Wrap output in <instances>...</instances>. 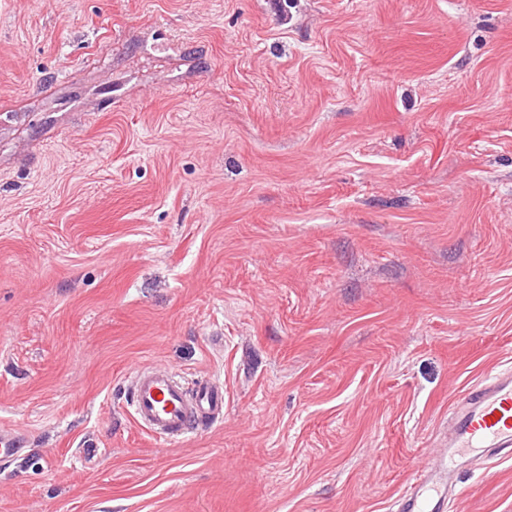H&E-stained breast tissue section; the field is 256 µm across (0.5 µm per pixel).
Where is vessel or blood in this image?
I'll list each match as a JSON object with an SVG mask.
<instances>
[{
    "instance_id": "1",
    "label": "vessel or blood",
    "mask_w": 512,
    "mask_h": 512,
    "mask_svg": "<svg viewBox=\"0 0 512 512\" xmlns=\"http://www.w3.org/2000/svg\"><path fill=\"white\" fill-rule=\"evenodd\" d=\"M132 413L155 439L171 442L186 438L199 426L224 417V390L204 379L187 389L167 369L140 367L132 380ZM443 453L431 458L410 479L397 501L398 512H457L464 492L459 466L465 457L497 452L512 457V371L488 376L453 408ZM25 434L0 432V462L21 458Z\"/></svg>"
}]
</instances>
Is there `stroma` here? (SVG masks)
Returning a JSON list of instances; mask_svg holds the SVG:
<instances>
[{
  "instance_id": "35a3bbf8",
  "label": "stroma",
  "mask_w": 512,
  "mask_h": 512,
  "mask_svg": "<svg viewBox=\"0 0 512 512\" xmlns=\"http://www.w3.org/2000/svg\"><path fill=\"white\" fill-rule=\"evenodd\" d=\"M509 368L512 0H0V512H396ZM131 386L135 420L156 440L183 439L224 418V390L208 379L188 391L168 369L139 367ZM25 434L16 432L4 434L0 432V462L12 463L24 455L27 447Z\"/></svg>"
}]
</instances>
